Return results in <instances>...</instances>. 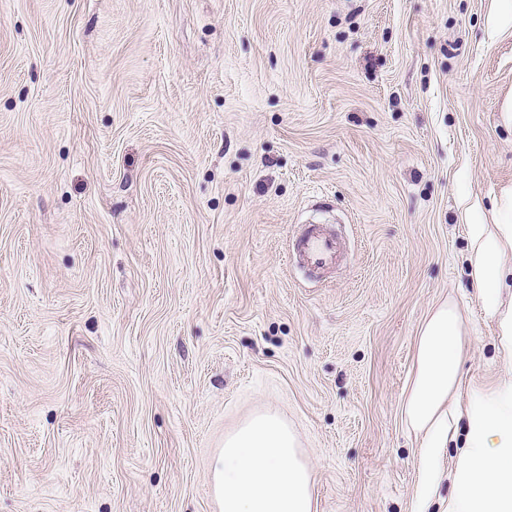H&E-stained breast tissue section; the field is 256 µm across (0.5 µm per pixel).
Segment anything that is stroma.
I'll return each mask as SVG.
<instances>
[{
	"instance_id": "35a3bbf8",
	"label": "stroma",
	"mask_w": 512,
	"mask_h": 512,
	"mask_svg": "<svg viewBox=\"0 0 512 512\" xmlns=\"http://www.w3.org/2000/svg\"><path fill=\"white\" fill-rule=\"evenodd\" d=\"M499 0H0V512H218L285 418L315 512H415L429 311L505 377L465 205L512 189ZM347 255L293 267L305 221Z\"/></svg>"
}]
</instances>
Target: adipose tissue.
<instances>
[{
    "mask_svg": "<svg viewBox=\"0 0 512 512\" xmlns=\"http://www.w3.org/2000/svg\"><path fill=\"white\" fill-rule=\"evenodd\" d=\"M471 281L498 351L512 359V224H472ZM469 342L453 304L435 308L421 326L415 370L403 404L405 423L421 435V458L459 444L450 471L448 512H512V378L464 383ZM221 512H313L312 471L296 434L279 417H253L224 439L211 465Z\"/></svg>",
    "mask_w": 512,
    "mask_h": 512,
    "instance_id": "obj_1",
    "label": "adipose tissue"
}]
</instances>
